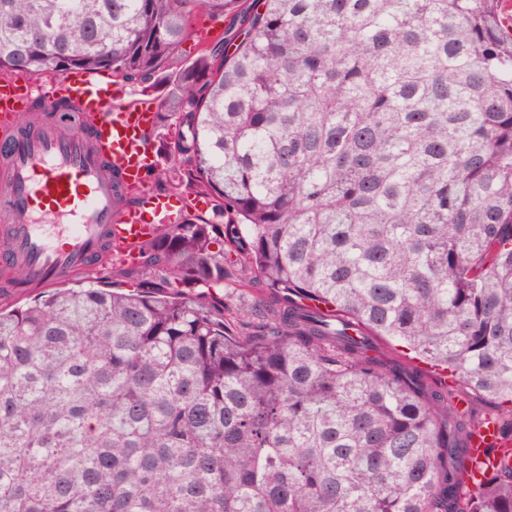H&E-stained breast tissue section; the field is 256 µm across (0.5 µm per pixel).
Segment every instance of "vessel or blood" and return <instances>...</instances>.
Returning a JSON list of instances; mask_svg holds the SVG:
<instances>
[{"label":"vessel or blood","instance_id":"b4317fda","mask_svg":"<svg viewBox=\"0 0 512 512\" xmlns=\"http://www.w3.org/2000/svg\"><path fill=\"white\" fill-rule=\"evenodd\" d=\"M33 104L75 109L86 126L67 134L36 120L31 134L23 135L16 114ZM155 119L154 102L118 101L111 84L83 71L68 72L45 89L0 82V164L9 172L0 207L12 221L0 264L20 267L33 283L54 286L92 262L111 258L113 241L134 260L153 224L180 223L190 208L207 211L205 197L185 208L147 183L154 153L145 138ZM109 168L119 172L134 196L132 204L115 206L112 179L105 174ZM502 445L496 423L489 420L473 438L471 453L483 461L487 448Z\"/></svg>","mask_w":512,"mask_h":512}]
</instances>
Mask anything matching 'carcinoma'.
I'll list each match as a JSON object with an SVG mask.
<instances>
[{
    "instance_id": "obj_1",
    "label": "carcinoma",
    "mask_w": 512,
    "mask_h": 512,
    "mask_svg": "<svg viewBox=\"0 0 512 512\" xmlns=\"http://www.w3.org/2000/svg\"><path fill=\"white\" fill-rule=\"evenodd\" d=\"M233 3L0 0V72L146 80ZM502 4L256 0L179 72L150 174L210 213L0 305V512H512V463H468L512 442ZM471 446V454L474 457L480 461H487L486 448H501L505 447V444L501 439L496 423L492 420H487L473 438Z\"/></svg>"
}]
</instances>
